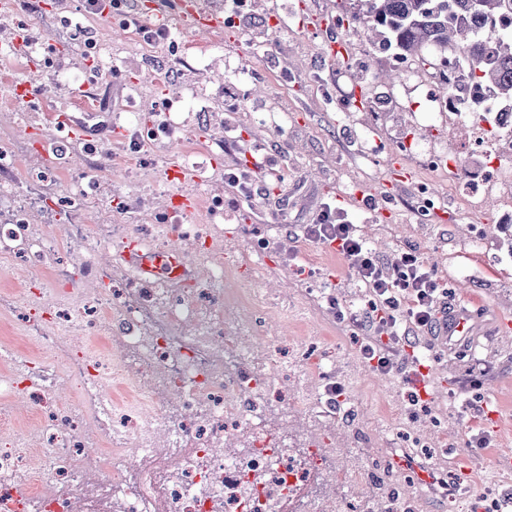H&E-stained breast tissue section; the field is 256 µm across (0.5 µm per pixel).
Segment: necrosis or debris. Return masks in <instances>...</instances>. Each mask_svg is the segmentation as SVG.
I'll use <instances>...</instances> for the list:
<instances>
[{"instance_id": "necrosis-or-debris-1", "label": "necrosis or debris", "mask_w": 512, "mask_h": 512, "mask_svg": "<svg viewBox=\"0 0 512 512\" xmlns=\"http://www.w3.org/2000/svg\"><path fill=\"white\" fill-rule=\"evenodd\" d=\"M427 53V67L400 53L386 64L403 92L447 119V139L374 137L366 153L422 158L419 216L440 209V181L467 210L490 197L512 207V106L470 82L464 50ZM28 175L64 187L21 199L0 183V256L32 273L51 268L54 285L1 294L0 309L19 314L23 337L56 354L0 344V512H323L311 488L346 487L349 473L328 467L322 449L295 447L287 422L270 415L303 408L317 420L346 375L321 353L303 358L290 388L256 367L243 342L251 315L224 307L223 214L199 224H99L96 245L62 260L48 229L75 205L84 176L49 165ZM129 234L162 249L195 239L191 287L132 277L117 288L71 287L75 273L97 277L101 253ZM120 385L139 401L120 402ZM241 432L257 447L225 448Z\"/></svg>"}]
</instances>
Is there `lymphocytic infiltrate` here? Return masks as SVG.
<instances>
[{
	"mask_svg": "<svg viewBox=\"0 0 512 512\" xmlns=\"http://www.w3.org/2000/svg\"><path fill=\"white\" fill-rule=\"evenodd\" d=\"M304 236L336 250L368 288V302L340 309V320L362 335L361 357L382 373H404L398 343L412 336L438 331L448 319V290L414 249L402 250L393 263H385L350 224L331 208L322 209Z\"/></svg>",
	"mask_w": 512,
	"mask_h": 512,
	"instance_id": "obj_1",
	"label": "lymphocytic infiltrate"
}]
</instances>
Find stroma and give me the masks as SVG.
Masks as SVG:
<instances>
[{
  "mask_svg": "<svg viewBox=\"0 0 512 512\" xmlns=\"http://www.w3.org/2000/svg\"><path fill=\"white\" fill-rule=\"evenodd\" d=\"M357 0H253L250 18L216 34L184 32V41L210 45L207 53H175L171 44H144L134 29L119 27L106 14H87L81 0H58L55 9H22L18 0H0V40L11 38L17 25L42 42L61 41L65 56L32 60L28 53H0V150L13 167L8 173L18 197L30 194L26 171L46 162L35 147L43 140L55 147L56 164L63 169L83 166L84 197L64 216L67 224L93 229L102 219L115 224H148L153 210L168 206L177 194L197 197L199 207L187 215L189 223L203 219L204 209L225 201L224 233L235 246H251L250 258L234 263L224 258L228 288L237 290L251 305L270 293L305 300L303 317L276 313L275 328L257 322L250 341L257 359L280 352L300 339L334 358L347 374L346 407L323 412L314 424L299 412L288 416V432L297 446L316 443L335 450L337 467L351 470L352 484L345 490L322 486L318 496L325 504L353 494L368 501L371 512H385L390 487L407 484L398 512H487L483 479L498 478L512 490V261H507L502 240L511 227L499 223V204L485 206L489 236L482 253L471 241L473 225L456 212L452 200L428 223H419L411 206L412 192L421 167L416 159L402 161L385 156L373 161L364 151L365 137L395 138L405 133L410 113L388 101L379 111L361 109L342 115L335 98L344 84L336 65L323 54L326 42L345 49L352 66L372 64L381 71V53L364 28L345 34L333 29L326 16L351 14ZM288 18L281 27L277 18ZM112 44V64L119 78L104 76L84 90L82 82L97 57L85 44L91 40ZM232 56L240 77L254 92L234 114L224 110V58ZM43 89L42 100L18 99V84ZM169 98L183 129L177 140L152 144L147 153L128 148L133 127L126 113L151 118L155 101ZM24 113L26 126L15 123ZM86 118L92 141L105 155L97 160L82 144L46 120V113ZM255 146L279 156L283 180L270 185L258 181L253 198L237 206L227 203L224 183L199 194L194 181L170 180L174 165L194 163L225 169L239 157L242 146ZM335 203L338 212L357 224L377 255L392 261L405 247L419 251L424 260L439 257L435 270L454 289L455 300L465 303L491 325L486 334L464 351H428L424 380L430 409L444 422L438 438L412 443L407 425L397 411L402 390L389 376L375 371L359 354L351 330L319 300L307 298L302 268L317 270L320 285L333 292L340 304L360 302L365 294L347 262L327 245L306 240L302 227L311 223L322 203ZM287 238V254L254 250L257 235ZM488 368L481 393L490 407L488 415L467 420L457 413L450 392H458L470 367ZM484 429L489 440L478 453L459 444L469 427ZM362 433L358 447H349L347 434ZM405 456L410 466H400ZM469 462L468 482L455 474Z\"/></svg>",
  "mask_w": 512,
  "mask_h": 512,
  "instance_id": "35a3bbf8",
  "label": "stroma"
}]
</instances>
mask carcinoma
<instances>
[{"label":"carcinoma","instance_id":"obj_1","mask_svg":"<svg viewBox=\"0 0 512 512\" xmlns=\"http://www.w3.org/2000/svg\"><path fill=\"white\" fill-rule=\"evenodd\" d=\"M512 0H362L353 20L382 38L383 48L416 55L429 45L471 55V79L512 103V33L496 28Z\"/></svg>","mask_w":512,"mask_h":512}]
</instances>
